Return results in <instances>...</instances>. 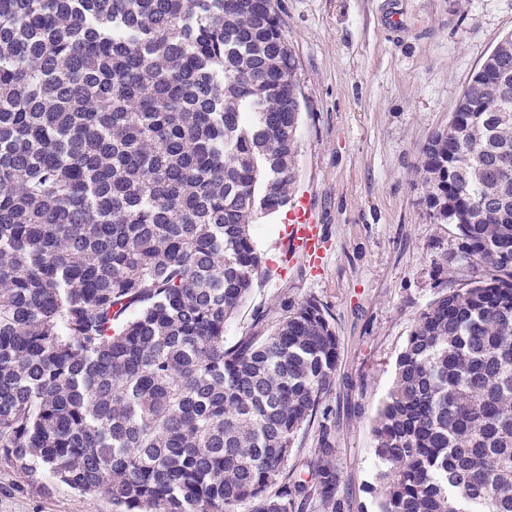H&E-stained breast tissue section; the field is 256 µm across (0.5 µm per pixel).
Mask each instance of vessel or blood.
Wrapping results in <instances>:
<instances>
[{"label": "vessel or blood", "mask_w": 512, "mask_h": 512, "mask_svg": "<svg viewBox=\"0 0 512 512\" xmlns=\"http://www.w3.org/2000/svg\"><path fill=\"white\" fill-rule=\"evenodd\" d=\"M283 214L288 240L285 267H292L298 259L310 267H319L325 255L326 237L319 209L309 192L291 198Z\"/></svg>", "instance_id": "b4317fda"}]
</instances>
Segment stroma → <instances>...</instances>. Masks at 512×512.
I'll list each match as a JSON object with an SVG mask.
<instances>
[{
    "label": "stroma",
    "mask_w": 512,
    "mask_h": 512,
    "mask_svg": "<svg viewBox=\"0 0 512 512\" xmlns=\"http://www.w3.org/2000/svg\"><path fill=\"white\" fill-rule=\"evenodd\" d=\"M303 95L296 187L321 211L320 271L297 263L278 276L283 227L258 217L263 256L226 330L227 340L273 325L306 299L321 302L339 338L330 419L299 432L289 467L308 470L330 422L340 489L350 512H376L373 423L395 363L440 278L461 287L470 269L450 263L454 226L433 223L418 167L432 137L497 43L512 33V0H277ZM402 24H389L391 13ZM0 512H112L105 495L31 489L0 465Z\"/></svg>",
    "instance_id": "stroma-1"
}]
</instances>
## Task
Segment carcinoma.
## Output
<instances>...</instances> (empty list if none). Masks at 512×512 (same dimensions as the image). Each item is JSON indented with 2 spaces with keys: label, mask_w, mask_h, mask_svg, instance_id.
<instances>
[{
  "label": "carcinoma",
  "mask_w": 512,
  "mask_h": 512,
  "mask_svg": "<svg viewBox=\"0 0 512 512\" xmlns=\"http://www.w3.org/2000/svg\"><path fill=\"white\" fill-rule=\"evenodd\" d=\"M302 93L276 0H0V464L112 512H349L316 299L229 344L288 204ZM482 103L481 112L472 106ZM450 262L379 408L378 512H512V35L424 152ZM279 485L278 492L270 488Z\"/></svg>",
  "instance_id": "1"
}]
</instances>
